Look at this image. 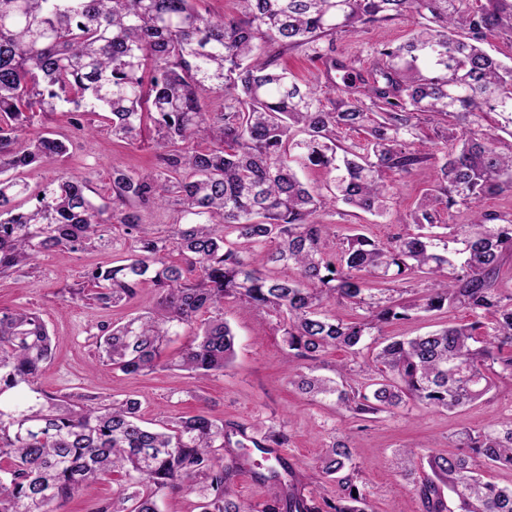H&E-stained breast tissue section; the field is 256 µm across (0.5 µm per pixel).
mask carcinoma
Listing matches in <instances>:
<instances>
[{
  "label": "carcinoma",
  "instance_id": "obj_1",
  "mask_svg": "<svg viewBox=\"0 0 512 512\" xmlns=\"http://www.w3.org/2000/svg\"><path fill=\"white\" fill-rule=\"evenodd\" d=\"M241 17H211L195 0H0V277L58 248L87 251L117 220L130 241L120 263L96 268L84 295L102 308L155 288L157 308L101 326L99 358L125 375L174 367L197 378L224 374L235 335L217 315L232 298L280 318L288 362L306 370L289 383L360 419L410 405L454 412L512 379V295L496 286L512 253V216L485 211L483 199L512 193V66L485 42L512 37V0H241ZM416 14L423 22L395 47L374 51L370 78L342 79L341 97L323 101L278 57L308 46L326 72L336 58L318 41L359 25ZM224 98L204 110L206 95ZM70 106L90 112L112 136L133 142L152 124L159 165L112 171V195L92 202L86 182L63 176L34 206L17 212L28 184L4 174L52 164L69 152L53 136L21 138L37 114ZM447 125L438 137L422 124ZM343 131L363 141L341 144ZM207 147L200 148L198 143ZM325 173L320 187L298 172ZM432 168L435 184L395 216L403 231L385 241L355 234L327 250L331 225L319 213L341 202L391 214L386 175L410 178ZM178 206L168 235L142 220L149 208ZM459 217L454 224L443 222ZM265 251V264L254 261ZM178 252L180 261L169 260ZM427 278L423 295L405 284ZM343 302L366 314L345 321ZM462 308L471 322L410 338L378 341L385 328L419 313ZM194 339L172 359L164 341L187 329ZM371 362L336 377L316 374L330 349ZM51 337L34 312L0 311V512H62L89 481L119 477L110 499L87 512H159V497L187 490L198 512H254L232 485L236 446L264 454L266 479L282 494L260 512H373L347 440L328 446L311 482L336 484V497L305 490L292 466L267 449L287 444L273 426L247 434L201 410L159 428L143 425L140 402L99 403L44 391L38 378ZM460 452L431 454L412 480L423 512H512V485L484 470H512V418L458 433ZM415 452L397 451L400 475L414 474Z\"/></svg>",
  "mask_w": 512,
  "mask_h": 512
}]
</instances>
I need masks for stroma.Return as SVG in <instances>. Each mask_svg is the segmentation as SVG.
Masks as SVG:
<instances>
[{
    "mask_svg": "<svg viewBox=\"0 0 512 512\" xmlns=\"http://www.w3.org/2000/svg\"><path fill=\"white\" fill-rule=\"evenodd\" d=\"M419 22L418 16L408 15L361 26L337 35L329 47L337 61L364 75L373 65L374 50L403 42ZM285 62L298 80L318 84L322 99L338 98V73H325L320 59L311 57L307 50L289 53ZM45 133L71 140L72 145L62 164L21 171V178L35 193L56 184L61 176L75 175L90 184L91 199L98 204L112 193L113 169H149L155 163L154 133L149 129L131 144L114 139L104 127L84 135L74 128L70 113L62 107L35 118L23 136L28 139ZM319 220L335 225L337 233L359 231L379 240L399 229L388 219L342 204L335 212L321 213ZM105 239V246L97 250H58L40 257L36 269L20 278H0V310H34L50 331L52 357L39 377L41 388L48 392L92 395L101 401L116 395L136 398L143 419L152 427L172 416H191L201 410L229 426L262 428L274 424L288 436L284 458L308 470L333 439L349 436L373 512H423L411 486L395 470L394 449L420 443L446 454L454 451V435L461 428H479L494 419L512 418L510 379L499 381L486 400L455 413H439L421 405L365 421L340 413L331 402L312 401L289 385L278 318L232 299L224 302V319L235 334V356L221 376L193 380L178 370L127 376L105 365L94 366L99 326L120 323L155 305L150 287L143 288L129 303L109 309L71 296V289L84 286L88 271L125 255L128 239L121 224H109Z\"/></svg>",
    "mask_w": 512,
    "mask_h": 512,
    "instance_id": "obj_1",
    "label": "stroma"
}]
</instances>
